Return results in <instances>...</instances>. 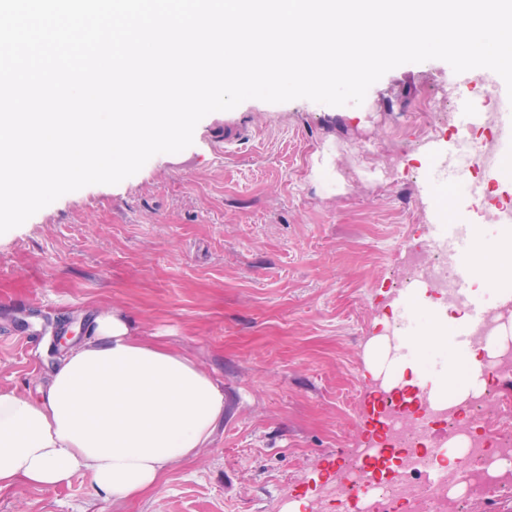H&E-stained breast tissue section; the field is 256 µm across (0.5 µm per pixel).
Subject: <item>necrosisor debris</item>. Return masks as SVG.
<instances>
[{
  "instance_id": "obj_1",
  "label": "necrosis or debris",
  "mask_w": 512,
  "mask_h": 512,
  "mask_svg": "<svg viewBox=\"0 0 512 512\" xmlns=\"http://www.w3.org/2000/svg\"><path fill=\"white\" fill-rule=\"evenodd\" d=\"M404 267L399 288L411 291L424 283L443 289L468 313L471 339L495 338L504 318L496 308L472 313L447 241L407 247ZM452 404L448 393L436 400L444 422L437 431L419 416H393L384 421L375 447L363 449L359 464L350 467L346 487L336 492L337 502L349 505L352 512H486L501 497L512 498V478L494 469L492 459L497 452L512 461V410L502 406L493 386L471 395L464 415H456ZM492 407L499 417L494 427L486 419ZM447 442L457 449L452 469L433 465L431 459L432 448ZM389 450L401 452L405 461L384 479L380 464ZM362 479L367 482L365 495L352 497V484Z\"/></svg>"
}]
</instances>
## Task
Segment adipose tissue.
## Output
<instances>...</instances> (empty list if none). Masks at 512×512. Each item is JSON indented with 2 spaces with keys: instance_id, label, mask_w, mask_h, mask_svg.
I'll use <instances>...</instances> for the list:
<instances>
[{
  "instance_id": "adipose-tissue-1",
  "label": "adipose tissue",
  "mask_w": 512,
  "mask_h": 512,
  "mask_svg": "<svg viewBox=\"0 0 512 512\" xmlns=\"http://www.w3.org/2000/svg\"><path fill=\"white\" fill-rule=\"evenodd\" d=\"M224 406L222 385L194 360L137 340L121 311L103 312L41 397L0 386V489L59 487L81 472L127 500L207 447Z\"/></svg>"
}]
</instances>
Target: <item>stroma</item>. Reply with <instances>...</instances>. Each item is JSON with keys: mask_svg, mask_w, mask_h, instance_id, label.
<instances>
[{"mask_svg": "<svg viewBox=\"0 0 512 512\" xmlns=\"http://www.w3.org/2000/svg\"><path fill=\"white\" fill-rule=\"evenodd\" d=\"M458 93L457 74L433 59L390 70L359 105L249 99L206 115L186 149L0 234V385L34 391L62 357L56 336H85L117 308L139 339L219 378L227 398L212 443L141 497L112 504L79 473L56 488L16 482L0 512H336V476L372 438L365 347L391 314L404 245L441 222L480 225L500 273L478 301L512 291V223L486 222L482 198L447 206L472 181L512 182V166L447 180L454 143L409 120L425 105L447 111ZM368 139L381 151L354 157ZM405 314L423 339L419 376L461 372V346L425 339L432 308Z\"/></svg>", "mask_w": 512, "mask_h": 512, "instance_id": "stroma-1", "label": "stroma"}]
</instances>
